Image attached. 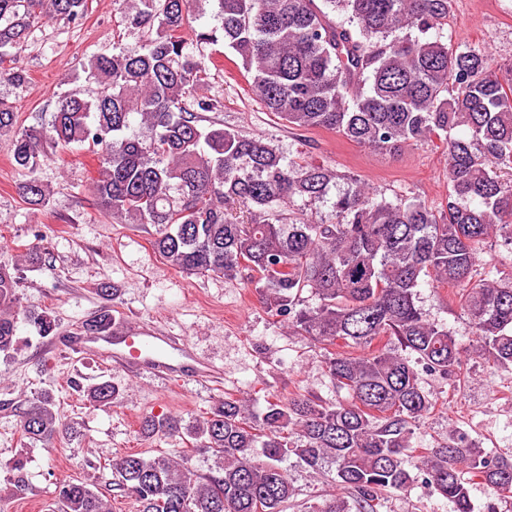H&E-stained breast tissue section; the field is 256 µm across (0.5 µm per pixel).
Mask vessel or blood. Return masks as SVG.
Wrapping results in <instances>:
<instances>
[{
  "label": "vessel or blood",
  "instance_id": "vessel-or-blood-1",
  "mask_svg": "<svg viewBox=\"0 0 512 512\" xmlns=\"http://www.w3.org/2000/svg\"><path fill=\"white\" fill-rule=\"evenodd\" d=\"M114 367L146 372L164 380L183 383L207 376L187 339L166 335L155 327L128 325L106 338L102 347Z\"/></svg>",
  "mask_w": 512,
  "mask_h": 512
}]
</instances>
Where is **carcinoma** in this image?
<instances>
[{"mask_svg":"<svg viewBox=\"0 0 512 512\" xmlns=\"http://www.w3.org/2000/svg\"><path fill=\"white\" fill-rule=\"evenodd\" d=\"M89 2L0 0V80L24 84L29 32L50 20L75 24ZM121 2L145 39L133 53L90 56L83 72L92 95L61 94L50 118L26 129L14 105L0 101V137L9 138L14 166L32 173L59 149L88 146L99 161L92 192L103 212L149 235L170 267L244 273L289 332L326 349L342 345L326 372L347 396L276 397L258 412L226 397L201 419L146 415L141 437L178 436L211 467L193 468L183 448L127 453L112 462L118 489L139 512H286L296 490L282 463L294 455L314 473L333 472V493L309 512H376L386 493L420 482L453 512H473L472 477L492 490L487 512H500L498 503L512 499V455L476 446L458 427L432 448L412 440L435 407L420 373L464 380L455 338L416 304L421 284L455 289L474 353L512 367V273L479 268L486 243L512 250V67L500 73L484 50L443 41L453 0H214L221 25L210 30L194 26L195 0ZM189 35L223 41L227 61L291 129L330 131L390 156L417 143L440 150L445 206L388 199L352 178L336 194L334 222L291 215L287 207L326 197L340 175L288 160L260 136L204 124L222 104L199 94L209 66L185 53ZM20 192L30 204L46 197L34 177ZM18 284L0 268V351L15 346ZM26 319L42 336L55 330L46 312ZM119 394L109 383L87 391L99 404ZM20 427L47 447L68 433L49 396L20 412ZM55 505L112 512L84 480L59 481Z\"/></svg>","mask_w":512,"mask_h":512,"instance_id":"obj_1","label":"carcinoma"}]
</instances>
